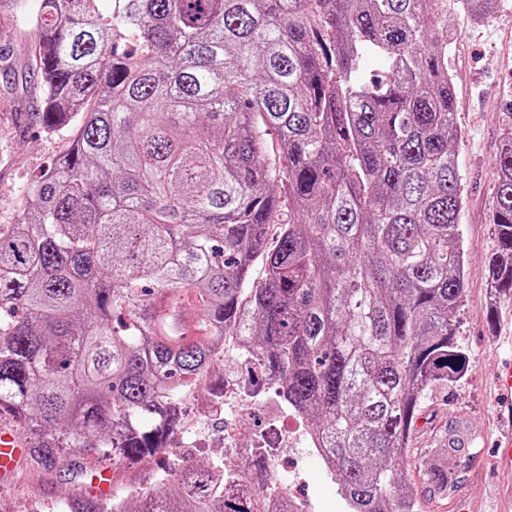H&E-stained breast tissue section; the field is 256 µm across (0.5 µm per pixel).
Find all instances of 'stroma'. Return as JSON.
<instances>
[{"label":"stroma","mask_w":512,"mask_h":512,"mask_svg":"<svg viewBox=\"0 0 512 512\" xmlns=\"http://www.w3.org/2000/svg\"><path fill=\"white\" fill-rule=\"evenodd\" d=\"M448 68L455 77L457 120L463 131L455 148L466 202L458 224L466 248L464 298L457 316V338L468 356V370L457 382L437 387L416 425V438L406 461L408 479L423 489L428 464L448 461L437 442L445 429H454L473 456L464 469V487L452 496H425L423 512H464L475 503L480 512H498V476L494 469L496 439L512 432V421L498 417L494 377L502 363L512 360V299L486 298L487 256L494 247L487 220L492 193V164L502 139L512 133V0H498L492 17L475 24L458 11L448 13ZM25 61L17 59L15 73L0 74V224L22 205L18 189L66 152L65 137H49L32 129L18 135L10 123L14 112L37 107L35 84L25 82ZM495 328H488V312ZM224 415L213 411L207 397L186 395L182 418L169 448L136 464H113L99 451L84 460L92 471L111 469L110 492L122 497L153 485L154 475L186 465L204 467L224 457ZM79 486L98 493L88 478L70 483L67 471L44 475L17 464L0 479V512H49L59 496Z\"/></svg>","instance_id":"1"}]
</instances>
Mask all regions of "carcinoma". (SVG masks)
<instances>
[{
	"mask_svg": "<svg viewBox=\"0 0 512 512\" xmlns=\"http://www.w3.org/2000/svg\"><path fill=\"white\" fill-rule=\"evenodd\" d=\"M101 2L0 0L31 34L41 97L15 131L70 140L0 224V421L23 458L52 472L66 457L75 478L88 448L153 455L239 336L308 420L350 512H421L404 466L415 422L467 371L448 0ZM453 2L474 22L496 6ZM493 169L487 283L512 297V136ZM424 480L461 484L437 464ZM61 503L259 508L222 463Z\"/></svg>",
	"mask_w": 512,
	"mask_h": 512,
	"instance_id": "carcinoma-1",
	"label": "carcinoma"
}]
</instances>
